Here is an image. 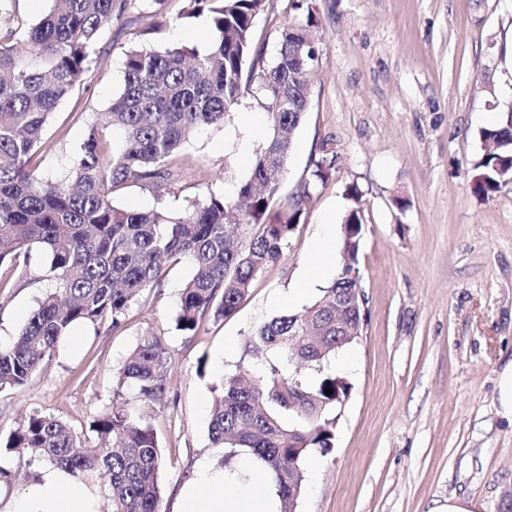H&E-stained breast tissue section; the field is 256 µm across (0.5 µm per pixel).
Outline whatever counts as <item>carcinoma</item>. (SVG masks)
<instances>
[{"label": "carcinoma", "mask_w": 512, "mask_h": 512, "mask_svg": "<svg viewBox=\"0 0 512 512\" xmlns=\"http://www.w3.org/2000/svg\"><path fill=\"white\" fill-rule=\"evenodd\" d=\"M9 2L0 0V284L12 277L8 260L35 252L52 288L13 343L0 347V390L26 384L71 325H95L109 317L112 327H119L132 305L160 284L163 263L175 257L193 265L181 293L178 330L196 333L207 312L216 318L236 312L254 280L288 246L309 196L305 188L287 209H275L294 149L290 133L310 107L309 80L317 58L316 46L304 44L312 26L306 0H291L305 21L282 28L270 65L254 45L253 20L262 0H186L184 15L208 13L210 42L201 50L168 46L155 40L163 23L144 30L125 52L120 93L95 113L73 170L49 179L39 174L49 119L93 74L99 38L128 0H51L33 22L15 18ZM252 81L271 134L252 156L234 199L212 195L179 213L160 197L148 211L117 204L115 193L129 183L161 185L189 138L224 123ZM114 130L122 140L112 148ZM481 136L491 147L474 165L473 191L489 197L512 184V106L501 110L497 123ZM248 227L255 232L246 239L242 233ZM362 229V210L354 206L344 216L340 240L341 251L353 260ZM359 287L353 269L343 265L309 306L275 316L250 334L252 347L276 349L322 370L315 385L240 372L225 379L210 411L212 447L225 451L220 462L230 463L232 450L245 449L270 479L280 512H296L303 462L334 447L336 418L326 412L346 395L348 384L323 371V365L348 345L341 325L363 318ZM310 314L321 343L296 355L289 337ZM164 370L160 339L145 336L122 372L138 384L141 409H115L94 418L92 438L37 411L10 434L5 448L24 463L45 461L106 480L112 512H158L161 451L150 418L165 389ZM303 393L314 399L311 414L301 424L285 423L280 412ZM290 480L296 484L293 495Z\"/></svg>", "instance_id": "cac0c4a2"}]
</instances>
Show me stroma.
Wrapping results in <instances>:
<instances>
[{"instance_id":"1","label":"stroma","mask_w":512,"mask_h":512,"mask_svg":"<svg viewBox=\"0 0 512 512\" xmlns=\"http://www.w3.org/2000/svg\"><path fill=\"white\" fill-rule=\"evenodd\" d=\"M311 3L318 49L311 109L293 133L279 203L304 188L309 196L287 249L232 317L205 314L194 334L175 322L193 268L167 263L159 286L120 327L108 317L77 325V351L61 349L26 385L0 391V441L36 410L85 432L112 407L137 409L139 390L120 371L141 337L158 336L166 387L151 423L162 455L159 512H171L196 460L216 453L209 412L224 376L318 380L317 369L277 350L254 351L247 338L291 312L284 294L310 263L322 224L341 225L354 186L362 195L358 268L368 318L362 335L326 365L349 389L328 412L336 420L333 448L304 463L297 512H441L452 496L471 499L474 512H512V420L500 402V375L512 364V185L488 198L471 190L480 132L512 106V0ZM183 8V0H167L161 39L204 47L207 16L188 18ZM154 11L151 0H136L128 19L113 21L92 78L50 119L42 175L73 167L94 112L122 87L125 51ZM296 16L289 0H264L253 31L265 62ZM258 110L245 94L224 124L185 143L161 193L133 184L117 203L149 209L161 196L179 211L212 193L233 196L270 134L266 127L248 134L244 120ZM324 157L335 160L332 175L312 182ZM46 289L37 262L16 258L0 288V345L13 342ZM228 339L234 350L225 357Z\"/></svg>"}]
</instances>
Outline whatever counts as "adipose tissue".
<instances>
[{"mask_svg":"<svg viewBox=\"0 0 512 512\" xmlns=\"http://www.w3.org/2000/svg\"><path fill=\"white\" fill-rule=\"evenodd\" d=\"M101 504L98 479L45 465L18 493L0 497V512H101ZM278 508L273 491L260 481L238 490L234 476L224 471L218 459L204 456L179 488L172 512H277Z\"/></svg>","mask_w":512,"mask_h":512,"instance_id":"obj_1","label":"adipose tissue"}]
</instances>
